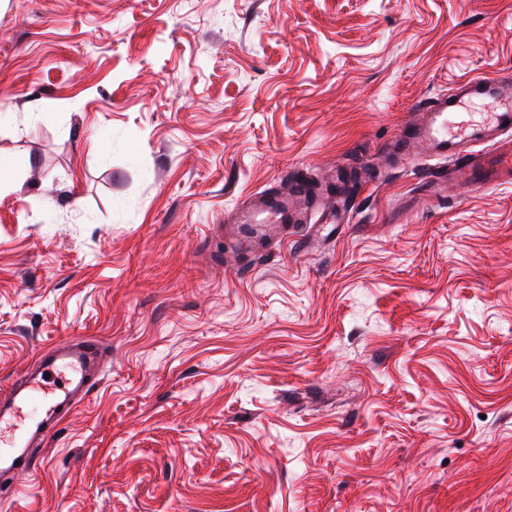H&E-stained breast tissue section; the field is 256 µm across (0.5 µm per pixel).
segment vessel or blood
Listing matches in <instances>:
<instances>
[{"instance_id":"obj_1","label":"vessel or blood","mask_w":512,"mask_h":512,"mask_svg":"<svg viewBox=\"0 0 512 512\" xmlns=\"http://www.w3.org/2000/svg\"><path fill=\"white\" fill-rule=\"evenodd\" d=\"M488 103L489 113L474 122L461 110L470 100ZM424 123L396 145L398 152L414 148L427 166L429 197H448L456 187L489 188L512 182V84L499 78L461 81L452 93L435 96L423 105ZM305 185L280 195L262 190L251 195L248 211L238 213L237 224H303L307 211L301 199ZM101 359L97 342L83 338L43 355L35 371L0 393V498L13 499L14 479L32 471V444L57 430L60 407L69 406L88 391V377ZM62 376L65 387L55 392L47 375Z\"/></svg>"}]
</instances>
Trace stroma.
Masks as SVG:
<instances>
[{"instance_id": "1", "label": "stroma", "mask_w": 512, "mask_h": 512, "mask_svg": "<svg viewBox=\"0 0 512 512\" xmlns=\"http://www.w3.org/2000/svg\"><path fill=\"white\" fill-rule=\"evenodd\" d=\"M482 73L512 0H0V390L104 358L0 512H512V186L390 153ZM307 188L298 183L294 193L288 196L262 190L250 196V209L236 214L230 221L235 224H306L307 210L301 199Z\"/></svg>"}]
</instances>
